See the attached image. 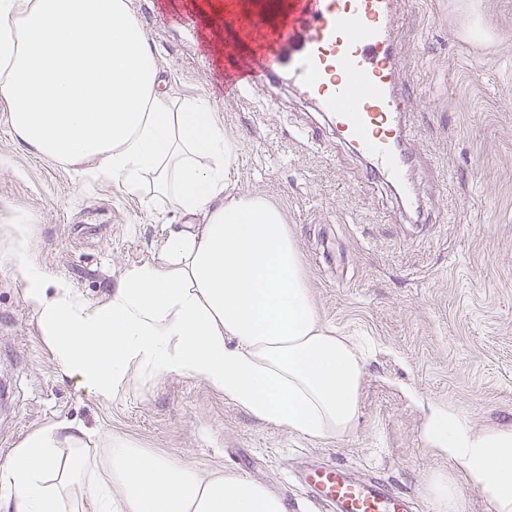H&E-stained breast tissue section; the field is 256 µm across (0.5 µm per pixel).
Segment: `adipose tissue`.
<instances>
[{"label": "adipose tissue", "instance_id": "obj_1", "mask_svg": "<svg viewBox=\"0 0 512 512\" xmlns=\"http://www.w3.org/2000/svg\"><path fill=\"white\" fill-rule=\"evenodd\" d=\"M1 101L22 150L95 165L132 197L152 176L185 218L158 260L126 270L96 307L48 281L17 240L25 297L65 375L106 399L132 369L187 375L301 435L353 429L365 374L356 344L322 323L281 210L225 194L236 145L204 100L176 99L130 0H0ZM422 435L465 466L494 512H512V424L476 430L434 404ZM102 441L100 452L74 425L31 434L0 460V512H286L247 478Z\"/></svg>", "mask_w": 512, "mask_h": 512}]
</instances>
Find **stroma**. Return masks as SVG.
I'll list each match as a JSON object with an SVG mask.
<instances>
[{
	"mask_svg": "<svg viewBox=\"0 0 512 512\" xmlns=\"http://www.w3.org/2000/svg\"><path fill=\"white\" fill-rule=\"evenodd\" d=\"M169 2L131 6L168 85L205 98L236 142L226 193L282 210L321 318L371 347L357 422L343 439H310L192 377L134 372L106 401L63 375L13 264L18 224L48 279L96 306L127 269L157 259L182 218L95 170L20 149L0 102V459L35 431L74 423L240 474L288 512H320L297 478L310 465L380 478L411 512H435L425 482L445 473L462 512H490L462 464L430 448L421 427L436 402L478 430L512 423V0H395L391 38L415 99L411 177L425 207L448 217L423 226L331 132L314 143L293 136L318 114L287 87L244 101L226 94L222 62L204 58ZM478 23L489 37L474 34Z\"/></svg>",
	"mask_w": 512,
	"mask_h": 512,
	"instance_id": "obj_1",
	"label": "stroma"
}]
</instances>
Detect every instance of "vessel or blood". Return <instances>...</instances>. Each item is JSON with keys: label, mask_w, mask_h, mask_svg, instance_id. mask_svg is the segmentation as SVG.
Listing matches in <instances>:
<instances>
[{"label": "vessel or blood", "mask_w": 512, "mask_h": 512, "mask_svg": "<svg viewBox=\"0 0 512 512\" xmlns=\"http://www.w3.org/2000/svg\"><path fill=\"white\" fill-rule=\"evenodd\" d=\"M201 0H184L178 19L196 41L208 36ZM224 53L236 59L224 84L246 99L288 83L332 122L336 139L366 157L368 179L393 188L407 214L422 212L406 177L414 164L410 85L398 77L401 49L389 37L393 0H217ZM303 482L316 503L335 512H408L384 482L352 479L344 469L316 467Z\"/></svg>", "instance_id": "obj_1"}]
</instances>
